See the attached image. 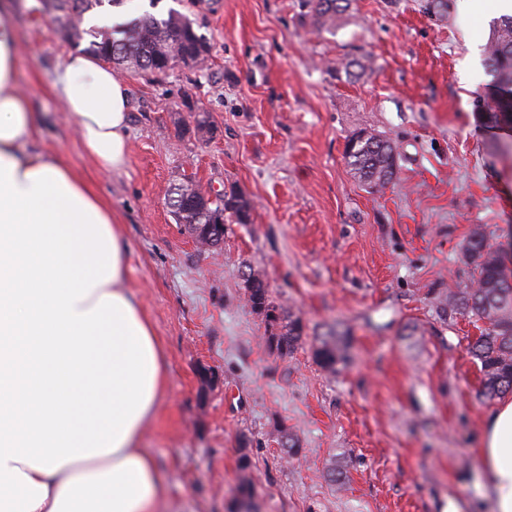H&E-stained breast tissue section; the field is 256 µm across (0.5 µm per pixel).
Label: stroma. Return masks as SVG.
I'll list each match as a JSON object with an SVG mask.
<instances>
[{
	"label": "stroma",
	"instance_id": "35a3bbf8",
	"mask_svg": "<svg viewBox=\"0 0 512 512\" xmlns=\"http://www.w3.org/2000/svg\"><path fill=\"white\" fill-rule=\"evenodd\" d=\"M19 88L60 154L112 204L129 250V285L163 346L167 399L147 437L174 502L231 512L241 479L257 512H491L478 487V440L491 404L467 352L480 329L443 313L448 287L473 279L462 247L474 225L512 251V124L492 119L483 48L494 12L448 0H352L316 32L300 0H166L211 46L203 68L124 74L129 157L96 169L49 90L70 52L36 0H18ZM369 57L366 71L344 59ZM205 113L213 138L199 137ZM361 129L392 138L396 180L377 191L348 168ZM235 191L250 223L202 248L168 199L184 180ZM261 273L307 337L271 351L242 274ZM348 332L351 358L329 373L312 344ZM300 461L284 459L282 432ZM251 465L240 468L241 443ZM341 462L344 485L327 469Z\"/></svg>",
	"mask_w": 512,
	"mask_h": 512
}]
</instances>
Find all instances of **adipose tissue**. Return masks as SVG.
I'll return each instance as SVG.
<instances>
[{
  "label": "adipose tissue",
  "instance_id": "adipose-tissue-1",
  "mask_svg": "<svg viewBox=\"0 0 512 512\" xmlns=\"http://www.w3.org/2000/svg\"><path fill=\"white\" fill-rule=\"evenodd\" d=\"M11 9L0 0V512H159L168 486L142 440L166 396L162 347L111 206L38 145ZM51 88L86 156L123 170L118 73L70 53ZM478 455L493 512H512V397L487 413Z\"/></svg>",
  "mask_w": 512,
  "mask_h": 512
}]
</instances>
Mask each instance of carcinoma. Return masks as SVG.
<instances>
[{
  "label": "carcinoma",
  "instance_id": "cac0c4a2",
  "mask_svg": "<svg viewBox=\"0 0 512 512\" xmlns=\"http://www.w3.org/2000/svg\"><path fill=\"white\" fill-rule=\"evenodd\" d=\"M125 0H40L41 11L54 21L61 38L75 48L96 55L119 72L144 76L167 74L175 66H198L209 56L210 44L196 32L193 22L180 11H157L161 0H148V8L120 26L83 25L88 14L108 15ZM350 0H301L312 13L316 30L334 31L343 22ZM485 66L496 94L483 101L499 121L512 122V17H503L492 27L485 47ZM398 147L372 131L354 133L347 142L345 159L353 176L364 186L377 190L399 173ZM170 206L178 223L193 232L203 224H237L251 221L252 206L245 196L231 192L214 200L199 185L186 181L175 188ZM463 257L474 272L467 288H450L442 299L444 309L482 323L480 335L468 347L480 366V397L494 400L512 395V272L499 250L490 244L481 225L469 234ZM244 289L251 308L265 316V343L272 351L287 355L301 344L305 324L301 317L280 312L269 287L259 274L243 273ZM349 336L331 330L315 339L313 356L324 370L335 372L350 360ZM237 507L233 512H255L253 489L243 480L236 487Z\"/></svg>",
  "mask_w": 512,
  "mask_h": 512
}]
</instances>
